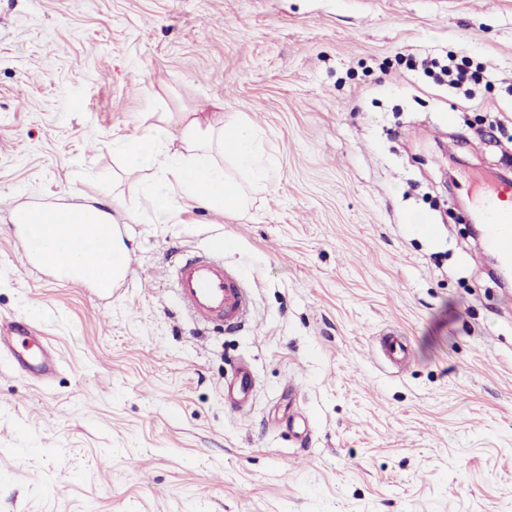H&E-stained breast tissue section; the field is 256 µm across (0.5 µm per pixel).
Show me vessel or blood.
<instances>
[{
    "instance_id": "1",
    "label": "vessel or blood",
    "mask_w": 512,
    "mask_h": 512,
    "mask_svg": "<svg viewBox=\"0 0 512 512\" xmlns=\"http://www.w3.org/2000/svg\"><path fill=\"white\" fill-rule=\"evenodd\" d=\"M480 207L486 217L485 246L494 251L505 266L512 268V183L504 181L484 191ZM62 211L59 203L17 206L13 209L14 223L27 228L38 221L46 232L56 233L60 230L56 220ZM122 234V225L113 223L111 215L93 214L66 235L62 252L51 253L37 243H30L29 262L55 274L67 271L69 280L93 286L101 299L108 300L129 279L131 264L124 258L113 266L100 268L97 260L88 255L86 246L89 240L112 241ZM174 273L177 300L196 322L220 323L238 330L249 326V293L225 263L223 253L179 254ZM18 331L17 321L0 323V359L14 371L28 373L42 382L49 381L57 372L55 358L35 337L19 336ZM380 344L390 362L407 365L410 348L398 332H385ZM253 388L252 369L247 364H238L232 370L230 383L224 387L225 404L238 415L249 414Z\"/></svg>"
}]
</instances>
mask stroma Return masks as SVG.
I'll list each match as a JSON object with an SVG mask.
<instances>
[{
    "instance_id": "35a3bbf8",
    "label": "stroma",
    "mask_w": 512,
    "mask_h": 512,
    "mask_svg": "<svg viewBox=\"0 0 512 512\" xmlns=\"http://www.w3.org/2000/svg\"><path fill=\"white\" fill-rule=\"evenodd\" d=\"M410 54L486 74L463 97ZM206 102L280 177L155 223L115 144ZM510 165L512 0H0V319L60 360H0V512H512V290L454 210ZM54 201L123 224L112 300L27 269L6 208ZM179 250L241 272L249 332L182 311ZM384 356L393 364L406 366L411 353L407 342L393 330L385 332L380 340ZM254 375L245 363H240L232 370L230 383L224 386V403L238 415L245 416L252 409Z\"/></svg>"
}]
</instances>
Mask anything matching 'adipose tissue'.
<instances>
[{
	"label": "adipose tissue",
	"mask_w": 512,
	"mask_h": 512,
	"mask_svg": "<svg viewBox=\"0 0 512 512\" xmlns=\"http://www.w3.org/2000/svg\"><path fill=\"white\" fill-rule=\"evenodd\" d=\"M256 141L257 133L247 121H228L220 112H187L177 136L150 126L125 138L121 149L130 169L161 171L149 199L157 220L166 223L176 217L182 199L225 210L246 208L242 181L264 185L275 175Z\"/></svg>",
	"instance_id": "ef3b65f1"
}]
</instances>
